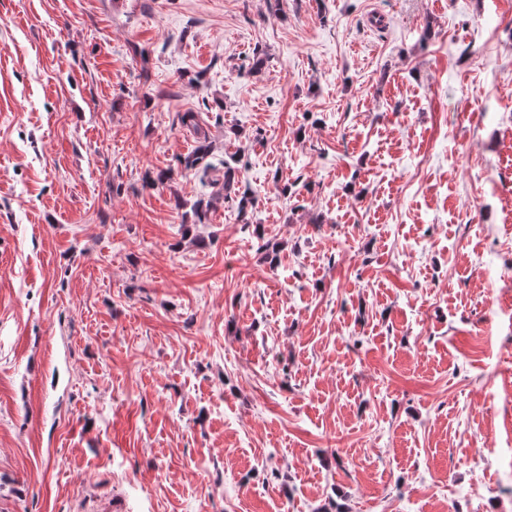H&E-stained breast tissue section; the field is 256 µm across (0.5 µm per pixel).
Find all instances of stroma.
<instances>
[{
  "label": "stroma",
  "mask_w": 512,
  "mask_h": 512,
  "mask_svg": "<svg viewBox=\"0 0 512 512\" xmlns=\"http://www.w3.org/2000/svg\"><path fill=\"white\" fill-rule=\"evenodd\" d=\"M109 492L512 512V0H0V512Z\"/></svg>",
  "instance_id": "stroma-1"
}]
</instances>
